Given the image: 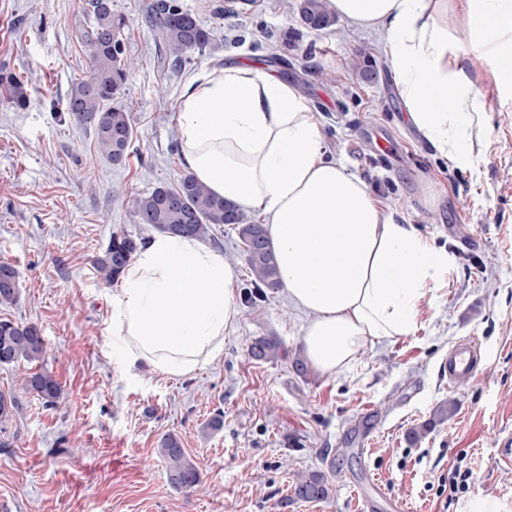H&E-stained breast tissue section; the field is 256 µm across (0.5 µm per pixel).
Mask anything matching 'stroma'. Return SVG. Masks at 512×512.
Listing matches in <instances>:
<instances>
[{
  "instance_id": "35a3bbf8",
  "label": "stroma",
  "mask_w": 512,
  "mask_h": 512,
  "mask_svg": "<svg viewBox=\"0 0 512 512\" xmlns=\"http://www.w3.org/2000/svg\"><path fill=\"white\" fill-rule=\"evenodd\" d=\"M85 0H0V72L30 98L13 105L0 84V263L20 274L16 305L0 318L40 328L44 364L61 387L47 407L22 390L23 375L0 366V394L17 399L0 423V512H512V96H483L486 122L476 168L441 159L405 118L375 30L345 18L305 26L301 0H258L234 15L232 0H177L217 37L165 67L145 0H112L125 19L134 63L119 98L131 111L129 156L102 157L93 131L60 123L72 83L89 74ZM254 63L288 80L317 113L326 158L363 179L381 206L453 253L410 335L361 350L334 375L297 373L304 314L284 290L252 298L238 227H213L205 242L229 263L240 315L224 352L173 377L129 367L112 334L111 295L95 261L112 234L146 239L130 200L177 185L186 168L178 99L203 69ZM377 77L366 82L364 63ZM274 336L284 354L249 358L253 337ZM473 338L478 376L448 381V355ZM452 405L437 420L440 405ZM222 415L220 430L204 425ZM175 435L200 480L171 486L158 452ZM470 469L448 491L452 465ZM318 472L329 495L297 499L296 477ZM382 488L364 507L356 491Z\"/></svg>"
}]
</instances>
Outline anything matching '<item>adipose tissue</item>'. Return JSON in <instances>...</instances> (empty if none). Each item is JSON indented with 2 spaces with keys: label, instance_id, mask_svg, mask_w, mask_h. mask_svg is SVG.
Listing matches in <instances>:
<instances>
[{
  "label": "adipose tissue",
  "instance_id": "obj_1",
  "mask_svg": "<svg viewBox=\"0 0 512 512\" xmlns=\"http://www.w3.org/2000/svg\"><path fill=\"white\" fill-rule=\"evenodd\" d=\"M328 3L386 31L409 121L445 159L471 166L482 85L512 95V0ZM178 110L185 167L240 208H261L288 300L309 316L302 343L312 369L335 374L367 343L415 330L420 304L453 257L324 158L318 118L294 85L228 64L190 78ZM238 317L233 268L194 237L148 238L112 295L127 364L168 375L220 357Z\"/></svg>",
  "mask_w": 512,
  "mask_h": 512
}]
</instances>
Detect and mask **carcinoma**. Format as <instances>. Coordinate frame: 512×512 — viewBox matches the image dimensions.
Segmentation results:
<instances>
[{"label":"carcinoma","mask_w":512,"mask_h":512,"mask_svg":"<svg viewBox=\"0 0 512 512\" xmlns=\"http://www.w3.org/2000/svg\"><path fill=\"white\" fill-rule=\"evenodd\" d=\"M144 9L155 42L163 46L166 58L175 63L181 62L188 52L202 50L213 41L210 28L171 0H147ZM84 11L92 22L79 35L89 51L90 74L71 86L66 112L74 122L94 128L100 153L120 164L128 157L132 142L130 111L112 104L127 80L121 37L124 19L112 12V0H87ZM301 15L305 25L313 30L327 29L336 22L328 0H302ZM132 210L138 223L177 236L202 238L216 224L237 225L255 287H283L266 225L247 221L244 211L217 196L192 174L183 175L175 187L159 185L134 196ZM140 244V239L129 234L112 235L95 260L100 278L106 282L118 279ZM18 280L19 272L14 266L0 263L1 306L18 301ZM46 351L47 342L37 326L0 319V366L38 362ZM280 354L281 343L273 336H257L248 348L249 357L256 361L268 362ZM23 389L48 405L54 404L61 393L56 377L45 369L26 374ZM159 454L173 486L188 488L199 482V471L176 436L163 437ZM294 494L299 499L321 500L329 495V487L322 474L312 472L299 479Z\"/></svg>","instance_id":"cac0c4a2"}]
</instances>
